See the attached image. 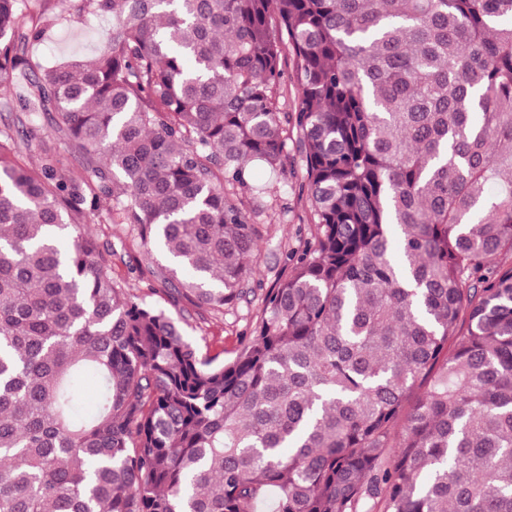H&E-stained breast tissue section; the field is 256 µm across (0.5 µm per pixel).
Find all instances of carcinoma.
Here are the masks:
<instances>
[{
	"label": "carcinoma",
	"mask_w": 512,
	"mask_h": 512,
	"mask_svg": "<svg viewBox=\"0 0 512 512\" xmlns=\"http://www.w3.org/2000/svg\"><path fill=\"white\" fill-rule=\"evenodd\" d=\"M71 15L112 17L95 53L34 61ZM18 75L0 512H512V0H0ZM289 139L312 239L203 354L89 226L131 225L172 306L222 312L259 238L236 188ZM60 119L53 114L52 120L41 118L35 129L36 138H34L27 151L24 152L23 160L31 167L38 168L42 148H54L57 146L56 133L54 128Z\"/></svg>",
	"instance_id": "carcinoma-1"
}]
</instances>
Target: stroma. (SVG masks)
I'll return each mask as SVG.
<instances>
[{"label": "stroma", "mask_w": 512, "mask_h": 512, "mask_svg": "<svg viewBox=\"0 0 512 512\" xmlns=\"http://www.w3.org/2000/svg\"><path fill=\"white\" fill-rule=\"evenodd\" d=\"M110 24L106 17L81 19L75 16L54 27L41 53L48 59L61 58L73 53H87L95 46L101 33ZM305 182L303 160H296L292 169L280 176L270 195L257 198L246 189L238 195L251 214L252 223L258 224L260 240L254 259V276L249 283L250 294L234 308L221 313L192 307L174 309L185 335L202 352L215 354L232 350L238 337L249 335L262 299L281 274L287 253L302 248L311 239L310 212L301 196ZM100 241L111 242L112 276L120 284L136 288L149 296L150 303L164 308L168 302L161 290L167 275V261L160 252L144 255L135 233L125 224L110 227L93 225Z\"/></svg>", "instance_id": "obj_1"}]
</instances>
